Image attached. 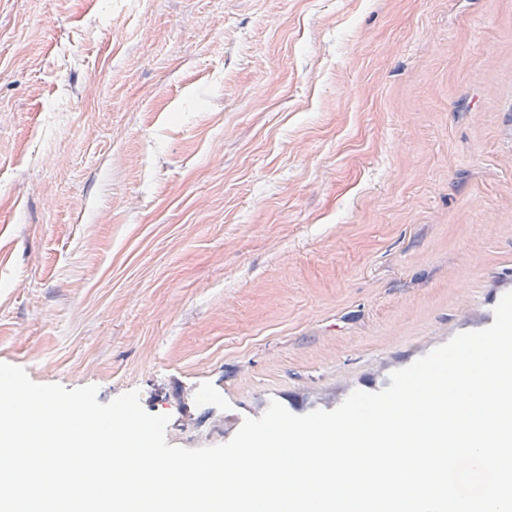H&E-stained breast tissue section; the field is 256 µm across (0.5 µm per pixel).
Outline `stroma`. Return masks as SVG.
<instances>
[{
    "mask_svg": "<svg viewBox=\"0 0 512 512\" xmlns=\"http://www.w3.org/2000/svg\"><path fill=\"white\" fill-rule=\"evenodd\" d=\"M512 290V0H0V362L167 439Z\"/></svg>",
    "mask_w": 512,
    "mask_h": 512,
    "instance_id": "stroma-1",
    "label": "stroma"
}]
</instances>
